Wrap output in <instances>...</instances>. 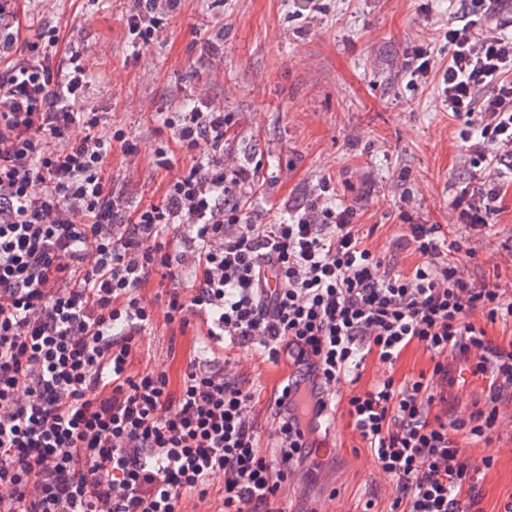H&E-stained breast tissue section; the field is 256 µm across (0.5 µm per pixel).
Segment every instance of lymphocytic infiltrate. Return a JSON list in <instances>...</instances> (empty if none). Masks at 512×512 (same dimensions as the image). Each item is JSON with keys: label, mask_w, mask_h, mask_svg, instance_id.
<instances>
[{"label": "lymphocytic infiltrate", "mask_w": 512, "mask_h": 512, "mask_svg": "<svg viewBox=\"0 0 512 512\" xmlns=\"http://www.w3.org/2000/svg\"><path fill=\"white\" fill-rule=\"evenodd\" d=\"M175 2L136 0L129 33L144 45L163 36L161 10ZM459 2L440 107L492 171V146H512V36L488 23L497 0ZM14 43L0 37V512H184L189 500L284 512L281 485L339 414L388 479L390 512H484L496 459L465 450L493 442L512 404V336L485 328L512 325L511 296L463 281L434 224L411 225L420 261L395 270L352 209L327 204V183L303 212L254 223L219 105L172 114L178 145L155 149L152 165L169 170L176 148L193 164L159 202L130 209L107 164L137 143L74 109L89 67L58 61L54 34L22 59ZM185 266L194 283L181 288ZM195 317L208 361L189 354L176 378L135 368L147 330ZM413 347L431 370L395 379ZM242 349L281 369L272 448L251 383L225 371ZM370 358L389 376L363 382ZM460 365L481 383L465 417L448 411Z\"/></svg>", "instance_id": "obj_1"}]
</instances>
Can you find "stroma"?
I'll use <instances>...</instances> for the list:
<instances>
[{
	"instance_id": "35a3bbf8",
	"label": "stroma",
	"mask_w": 512,
	"mask_h": 512,
	"mask_svg": "<svg viewBox=\"0 0 512 512\" xmlns=\"http://www.w3.org/2000/svg\"><path fill=\"white\" fill-rule=\"evenodd\" d=\"M133 7L134 0H20L17 16L0 20L19 52L53 27L58 60L90 66L75 108L99 113L105 127L137 142V156L113 153L109 169L131 206L159 200L191 164L179 156L163 176L152 172L154 150L174 138L168 113L220 105L232 114L224 152L248 173L239 192L252 221L295 214L329 178L337 206L353 208L367 244L398 270L418 261L405 245L409 225L436 224L449 242L475 252L468 284L512 294V148H495L505 159L496 175L503 192L484 223H462L455 199L489 175L439 107L438 74L413 76L408 63L420 45L447 63L444 34L457 0H180L164 35L147 46L128 35ZM235 362L253 384L262 435L274 433L267 407L278 369L254 364L246 351ZM503 418L499 443L467 450L477 459L499 456L483 483L484 512H498L512 495V411ZM326 445L329 454L279 490L288 512H361L372 497L378 512H389V482L346 420L337 419Z\"/></svg>"
}]
</instances>
